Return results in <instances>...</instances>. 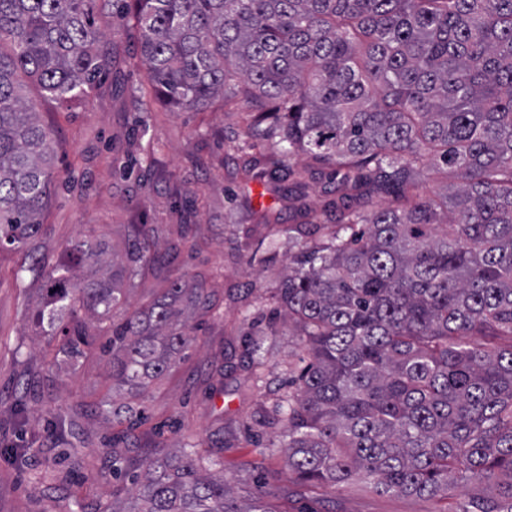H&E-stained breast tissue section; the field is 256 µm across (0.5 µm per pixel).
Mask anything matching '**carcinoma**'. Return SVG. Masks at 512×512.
I'll return each instance as SVG.
<instances>
[{"label": "carcinoma", "mask_w": 512, "mask_h": 512, "mask_svg": "<svg viewBox=\"0 0 512 512\" xmlns=\"http://www.w3.org/2000/svg\"><path fill=\"white\" fill-rule=\"evenodd\" d=\"M139 33L148 110L208 111L243 102L264 161L245 180L287 200L307 183L299 155L330 169L358 205L332 224H282L243 209L250 233L288 248L271 299L308 362L255 421L281 422L271 446L288 472L326 487L359 479L381 493L427 496L440 512H512V0H0V246L34 272L32 251L59 180L52 133L22 77L62 102L87 98L122 50L93 5ZM445 182L427 190L422 173ZM388 200L367 210L360 201ZM125 261L83 243L43 272L54 297L36 318L76 362L108 336L112 386L136 397L187 355L186 322L219 313L207 280L179 278L123 308L117 281L138 275L158 228L130 224ZM88 264L94 276L80 278ZM247 370L262 380L263 340ZM102 420L127 421L108 396ZM211 443L138 464L132 492L104 512H271L243 506ZM496 494L456 509L458 479Z\"/></svg>", "instance_id": "carcinoma-1"}]
</instances>
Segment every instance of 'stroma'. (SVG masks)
Here are the masks:
<instances>
[{
    "label": "stroma",
    "mask_w": 512,
    "mask_h": 512,
    "mask_svg": "<svg viewBox=\"0 0 512 512\" xmlns=\"http://www.w3.org/2000/svg\"><path fill=\"white\" fill-rule=\"evenodd\" d=\"M97 23L124 50L107 79L77 104L46 97L35 83L26 96L39 121L54 134L60 180L37 237V255L46 267L67 260L84 239L122 251L131 224H151L179 244V254L158 273L131 281L129 307L144 303L170 279L208 274L224 291V314L195 330L188 358L141 397L144 418L134 443L121 441L122 426L80 418L74 433L62 423L72 409L112 390L106 337L75 365L57 374L35 352L57 350L64 334L43 335L35 309L46 282L16 277L13 250H0V512H97L125 496L131 482L112 474L113 462L135 464L156 444L223 439L224 476L244 498L267 492L275 512H440L441 502L373 491L360 481L337 489L301 484L289 476L273 429L253 419L259 404L271 401L290 373L300 372L302 351L286 322L266 337L264 381L254 384L240 362L250 328L265 329L272 306L264 302L288 265L287 253L270 256L246 225L231 224L239 208L241 169L261 156L245 132L247 108L215 112L176 111L157 105L143 112L136 101L145 80L138 64L137 33L111 14ZM158 148L152 169L126 170L141 146ZM224 374H213L215 364ZM41 391L23 421H15L23 390ZM23 449L22 458L14 450Z\"/></svg>",
    "instance_id": "35a3bbf8"
}]
</instances>
